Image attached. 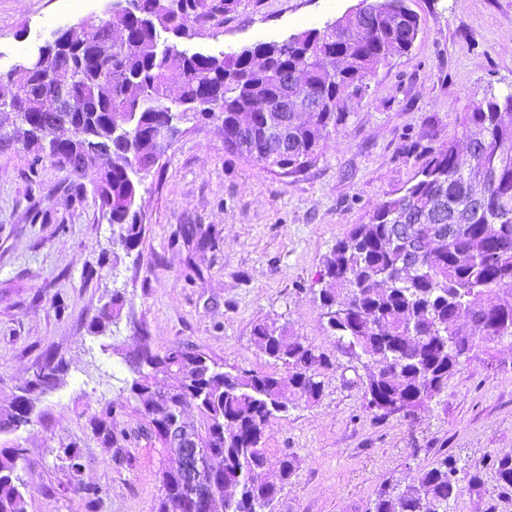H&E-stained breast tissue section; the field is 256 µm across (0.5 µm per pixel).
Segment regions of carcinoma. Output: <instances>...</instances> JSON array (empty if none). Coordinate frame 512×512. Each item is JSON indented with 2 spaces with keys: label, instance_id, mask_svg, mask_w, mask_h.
Segmentation results:
<instances>
[{
  "label": "carcinoma",
  "instance_id": "carcinoma-1",
  "mask_svg": "<svg viewBox=\"0 0 512 512\" xmlns=\"http://www.w3.org/2000/svg\"><path fill=\"white\" fill-rule=\"evenodd\" d=\"M321 29L281 41L257 42L218 55L188 53L178 40L219 25L240 0H112L103 24L72 33L51 47L38 67L28 58L0 75V105L15 107L24 142L92 187L94 203L115 228V242L135 249L145 233L139 188L171 140L165 130L216 124L224 151L264 168L296 171L317 156L321 141L361 99L369 81L396 55L408 53L422 30L406 0H361ZM112 27V51L97 56ZM295 67L306 78L294 85L283 74ZM68 97L79 112H46L45 101ZM73 126L79 138L98 137L116 160L106 167L81 147L54 135ZM460 135L478 147L473 156L457 143L427 152L412 183L380 201L368 221L355 224L324 260L318 300L336 351L362 365L365 409L382 418L409 416L441 395L462 363L492 355L512 341V91L489 94L460 116ZM496 293V301L480 298ZM126 301L116 291L92 322L102 332ZM272 369L229 370L192 345L161 353L144 345L136 356L131 392L142 431L170 454L163 430L171 407L195 406L180 415L179 436H200L224 456V473L202 475L215 485L210 512H269L294 473L296 460L276 458L277 483L255 484L253 473L270 463L263 443L267 423L289 409L318 401L325 353L286 324L263 320L253 329ZM287 369L282 376L275 367ZM46 372L27 383L0 413V434L31 421L33 393L51 387L60 370L52 356ZM110 444L123 431L98 425ZM21 448H0V512H26L27 491L17 476ZM482 470L512 488V456H485ZM78 451L66 454L64 476L90 502L98 488L84 484ZM156 512H186L179 482L160 469ZM456 461L443 457L405 489L386 484L366 512H448L463 493Z\"/></svg>",
  "mask_w": 512,
  "mask_h": 512
}]
</instances>
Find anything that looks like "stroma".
I'll return each instance as SVG.
<instances>
[{"label": "stroma", "instance_id": "stroma-1", "mask_svg": "<svg viewBox=\"0 0 512 512\" xmlns=\"http://www.w3.org/2000/svg\"><path fill=\"white\" fill-rule=\"evenodd\" d=\"M0 0V73L34 55L52 30L103 16L109 0ZM359 0H241L217 29L182 41L218 54L323 28ZM422 31L408 54L375 77L347 121L311 163L261 170L224 150L214 125L185 124L140 188L146 231L125 251L92 198H79L68 171L19 139L0 147V412L46 354L64 366L39 394L30 423L0 436L24 451L17 475L27 512H155L157 444L131 432L121 447L92 432L105 405H132L133 359L190 344L224 367L261 368L253 328L287 324L330 356L323 395L271 419L270 456L297 469L272 512H364L385 483L402 486L448 456L471 472L490 452L512 454V345L493 361L463 364L438 401L406 419L373 418L347 357L338 354L317 299L323 260L373 206L409 186L428 150L458 137L459 118L485 93L512 91V0H407ZM197 224L213 247L192 249ZM95 268L87 276V268ZM124 292L104 332L91 322ZM64 312H57V301ZM76 447L95 502L68 488L65 448ZM449 512H512V489L486 473Z\"/></svg>", "mask_w": 512, "mask_h": 512}]
</instances>
